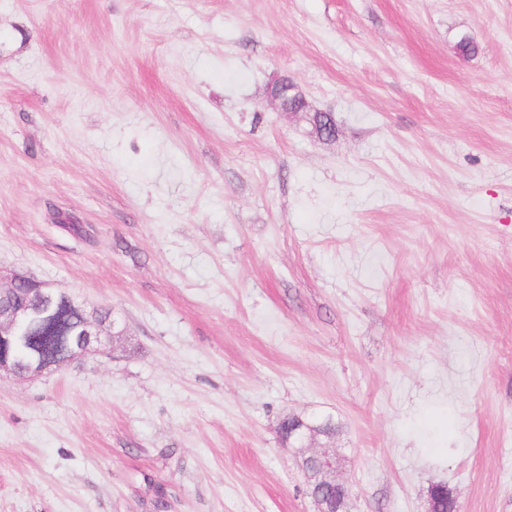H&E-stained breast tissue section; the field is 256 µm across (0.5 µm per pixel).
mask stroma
Here are the masks:
<instances>
[{"label":"stroma","mask_w":512,"mask_h":512,"mask_svg":"<svg viewBox=\"0 0 512 512\" xmlns=\"http://www.w3.org/2000/svg\"><path fill=\"white\" fill-rule=\"evenodd\" d=\"M0 270L126 328L0 377V512H316L292 416L512 512V0H0Z\"/></svg>","instance_id":"stroma-1"}]
</instances>
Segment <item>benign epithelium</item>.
Here are the masks:
<instances>
[{
    "label": "benign epithelium",
    "mask_w": 512,
    "mask_h": 512,
    "mask_svg": "<svg viewBox=\"0 0 512 512\" xmlns=\"http://www.w3.org/2000/svg\"><path fill=\"white\" fill-rule=\"evenodd\" d=\"M62 302L77 312L81 320L65 357L51 361L29 351L25 353L26 365L19 368V350L32 334L36 322ZM116 335L118 332L114 320L98 317L96 311L87 310L84 303L68 292L23 273L0 274V345L5 343L12 348L10 353H0V373L27 378L41 377L66 363L83 359ZM308 453L317 461L329 483L341 484L335 476V453L327 448H310Z\"/></svg>",
    "instance_id": "7a95c632"
}]
</instances>
